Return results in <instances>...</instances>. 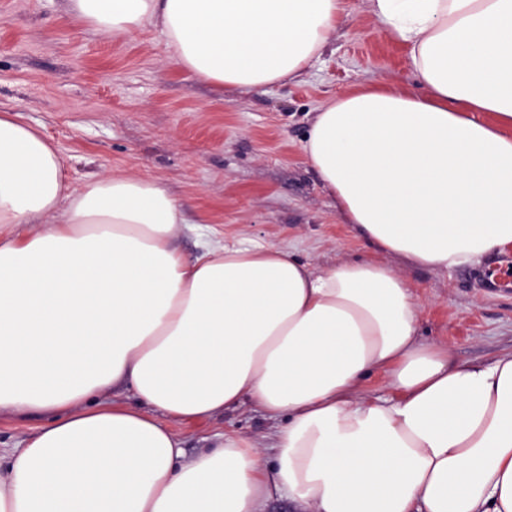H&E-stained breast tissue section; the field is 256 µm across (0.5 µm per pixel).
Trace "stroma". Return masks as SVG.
Instances as JSON below:
<instances>
[{
	"label": "stroma",
	"mask_w": 512,
	"mask_h": 512,
	"mask_svg": "<svg viewBox=\"0 0 512 512\" xmlns=\"http://www.w3.org/2000/svg\"><path fill=\"white\" fill-rule=\"evenodd\" d=\"M344 7L303 76L220 93L176 63L155 25L115 37L69 16L67 0H0V110L47 138L74 186L107 171L158 180L183 205L190 228L175 246L186 258L216 231L284 247L317 269L368 258L372 248L340 218L303 143L322 104L369 83H417L406 48L367 0ZM391 263L417 297L421 341L447 345L461 363L512 349V245L452 269ZM276 427L246 404L177 432L192 456L215 433Z\"/></svg>",
	"instance_id": "stroma-1"
}]
</instances>
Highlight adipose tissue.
Instances as JSON below:
<instances>
[{
	"instance_id": "adipose-tissue-1",
	"label": "adipose tissue",
	"mask_w": 512,
	"mask_h": 512,
	"mask_svg": "<svg viewBox=\"0 0 512 512\" xmlns=\"http://www.w3.org/2000/svg\"><path fill=\"white\" fill-rule=\"evenodd\" d=\"M115 36L160 26L221 88L303 74L344 0H68ZM425 95L389 81L322 105L303 150L379 260L316 270L277 245L186 259L157 180L74 187L54 147L0 113V416L40 411L0 453V512H512V350L461 363L417 338L389 257L448 269L512 244V0H368ZM381 372L391 391L363 382ZM135 401L116 405L114 388ZM250 403L270 440L175 425ZM167 423H160L159 415Z\"/></svg>"
}]
</instances>
